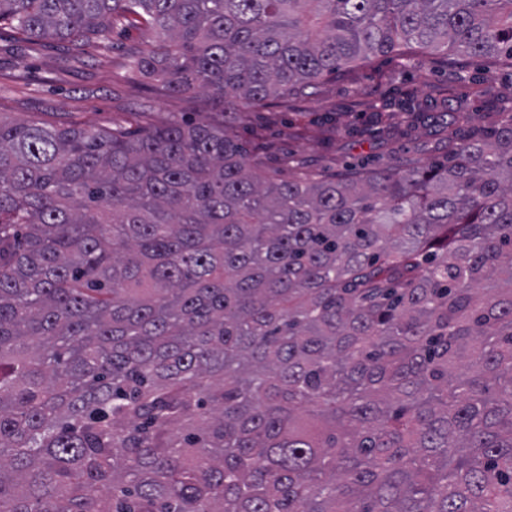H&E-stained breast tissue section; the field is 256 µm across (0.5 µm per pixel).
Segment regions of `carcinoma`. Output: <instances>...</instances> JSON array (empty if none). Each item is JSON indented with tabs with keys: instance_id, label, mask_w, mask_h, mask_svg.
<instances>
[{
	"instance_id": "carcinoma-1",
	"label": "carcinoma",
	"mask_w": 512,
	"mask_h": 512,
	"mask_svg": "<svg viewBox=\"0 0 512 512\" xmlns=\"http://www.w3.org/2000/svg\"><path fill=\"white\" fill-rule=\"evenodd\" d=\"M132 23L222 113L402 44L512 60V0H0L76 56ZM0 512H512V115L324 179L215 121L0 117Z\"/></svg>"
}]
</instances>
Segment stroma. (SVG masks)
I'll use <instances>...</instances> for the list:
<instances>
[{"label":"stroma","instance_id":"stroma-1","mask_svg":"<svg viewBox=\"0 0 512 512\" xmlns=\"http://www.w3.org/2000/svg\"><path fill=\"white\" fill-rule=\"evenodd\" d=\"M146 35L114 29L78 59L60 43L0 29V116L55 127L136 129L173 119L200 122L216 111L206 95L187 99L129 72ZM432 102L408 121L394 100ZM512 108V61L429 53L413 46L350 64L307 89L224 114L226 131L274 177H330L355 165L418 169L448 155L474 127L494 128Z\"/></svg>","mask_w":512,"mask_h":512}]
</instances>
